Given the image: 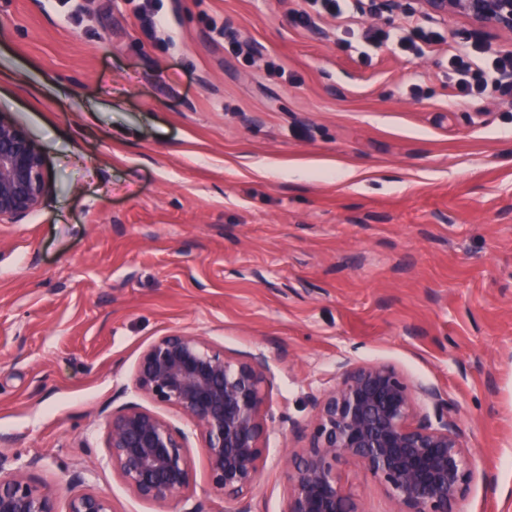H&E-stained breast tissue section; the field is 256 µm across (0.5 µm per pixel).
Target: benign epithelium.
Returning a JSON list of instances; mask_svg holds the SVG:
<instances>
[{
    "mask_svg": "<svg viewBox=\"0 0 512 512\" xmlns=\"http://www.w3.org/2000/svg\"><path fill=\"white\" fill-rule=\"evenodd\" d=\"M411 1L426 16L460 15L512 35V0H367L366 9L406 11ZM47 192L40 148L0 111V223L27 216ZM269 388L263 354L231 357L188 333L154 339L135 371L140 395L176 410L198 432L212 490L239 504L231 512H252L244 497L261 475ZM106 426L112 471L134 496L164 503L189 490L183 430L137 403L112 410ZM347 459L378 480L395 512H453L474 475L457 410L385 363L347 362L336 372L288 466L285 512H359L336 472ZM59 497L58 488L32 480L0 453V512H59ZM65 512H112V503L101 491L72 486Z\"/></svg>",
    "mask_w": 512,
    "mask_h": 512,
    "instance_id": "benign-epithelium-1",
    "label": "benign epithelium"
}]
</instances>
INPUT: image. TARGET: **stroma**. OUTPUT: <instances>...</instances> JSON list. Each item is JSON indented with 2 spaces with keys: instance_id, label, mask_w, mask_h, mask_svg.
<instances>
[{
  "instance_id": "stroma-1",
  "label": "stroma",
  "mask_w": 512,
  "mask_h": 512,
  "mask_svg": "<svg viewBox=\"0 0 512 512\" xmlns=\"http://www.w3.org/2000/svg\"><path fill=\"white\" fill-rule=\"evenodd\" d=\"M301 4L0 0V110L49 180L0 223V453L113 512H224L176 410L159 413L188 436L191 497L142 501L107 462L142 351L181 331L267 359L253 512H284L287 454L346 360L456 405L475 479L455 512H512V95L447 77L449 46L511 54L512 36L356 4L302 26ZM410 22L443 42L342 47ZM336 470L361 512H390L359 463Z\"/></svg>"
}]
</instances>
